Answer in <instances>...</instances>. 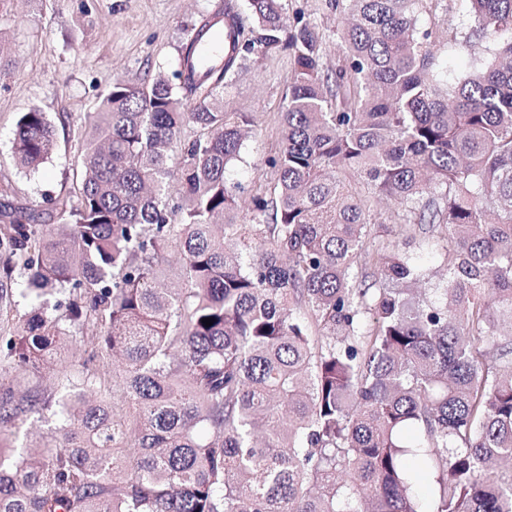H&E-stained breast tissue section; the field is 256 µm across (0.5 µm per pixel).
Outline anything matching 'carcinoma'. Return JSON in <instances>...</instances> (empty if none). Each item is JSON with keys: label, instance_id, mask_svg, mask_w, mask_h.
<instances>
[{"label": "carcinoma", "instance_id": "cac0c4a2", "mask_svg": "<svg viewBox=\"0 0 512 512\" xmlns=\"http://www.w3.org/2000/svg\"><path fill=\"white\" fill-rule=\"evenodd\" d=\"M468 2L456 73L419 27L433 0H334V69L286 0H224L219 62L197 66L209 14L172 78L116 79L86 113L75 197L0 201V429L57 421L0 442V512H420L425 479L430 512H512V0ZM277 50L276 182L245 224L228 170L253 119L224 87ZM53 149L19 113L16 162ZM375 199L446 239L440 269L367 249ZM77 339V373L15 392ZM32 422L33 424H30ZM53 427L52 422H41L36 421L33 422L28 421L27 424L23 425L19 433H14L16 431V428H4L2 429V438L8 439L10 442H14L15 444L21 443L24 439V434L29 433V437L33 441H39L41 440L42 435H46L50 429ZM28 430V431H27ZM25 440V439H24Z\"/></svg>", "mask_w": 512, "mask_h": 512}]
</instances>
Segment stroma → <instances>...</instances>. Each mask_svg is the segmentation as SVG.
<instances>
[{"mask_svg":"<svg viewBox=\"0 0 512 512\" xmlns=\"http://www.w3.org/2000/svg\"><path fill=\"white\" fill-rule=\"evenodd\" d=\"M331 0H288L289 15L315 27L329 65L339 60L337 23ZM214 0H0V41L10 63L0 70V189L19 204L43 209L48 196H65L75 187L77 143L84 117L112 81L151 80L171 74L186 41V28ZM466 21L464 0H438L423 27L433 29L437 50L450 69L470 65L468 52L453 36ZM292 64L287 52L249 58L224 91V109L248 112L253 131L241 160L230 173L239 183V217L251 218L254 194L270 193L275 173L269 165L279 151L281 113L288 101ZM45 112L56 128V147L38 173L12 160L15 121L30 108ZM380 217L370 227V244L385 247L405 239V213L376 200ZM406 240V239H405Z\"/></svg>","mask_w":512,"mask_h":512,"instance_id":"1","label":"stroma"}]
</instances>
